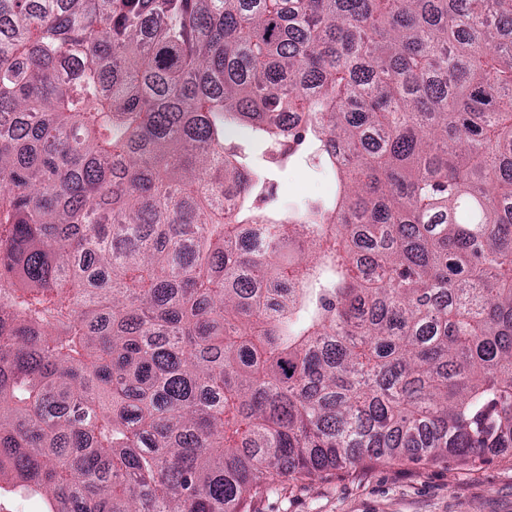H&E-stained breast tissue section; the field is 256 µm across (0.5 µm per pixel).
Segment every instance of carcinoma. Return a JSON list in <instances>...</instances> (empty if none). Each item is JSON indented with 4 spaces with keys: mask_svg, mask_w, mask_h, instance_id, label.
I'll list each match as a JSON object with an SVG mask.
<instances>
[{
    "mask_svg": "<svg viewBox=\"0 0 512 512\" xmlns=\"http://www.w3.org/2000/svg\"><path fill=\"white\" fill-rule=\"evenodd\" d=\"M253 143L332 199L254 205ZM493 448L512 0H0V492L246 512Z\"/></svg>",
    "mask_w": 512,
    "mask_h": 512,
    "instance_id": "carcinoma-1",
    "label": "carcinoma"
}]
</instances>
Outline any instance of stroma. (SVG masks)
<instances>
[{
	"instance_id": "obj_1",
	"label": "stroma",
	"mask_w": 512,
	"mask_h": 512,
	"mask_svg": "<svg viewBox=\"0 0 512 512\" xmlns=\"http://www.w3.org/2000/svg\"><path fill=\"white\" fill-rule=\"evenodd\" d=\"M274 203L295 207L333 192L315 162L270 175ZM250 512H512V448L465 468L396 462L342 468L310 477L283 476L254 495Z\"/></svg>"
}]
</instances>
